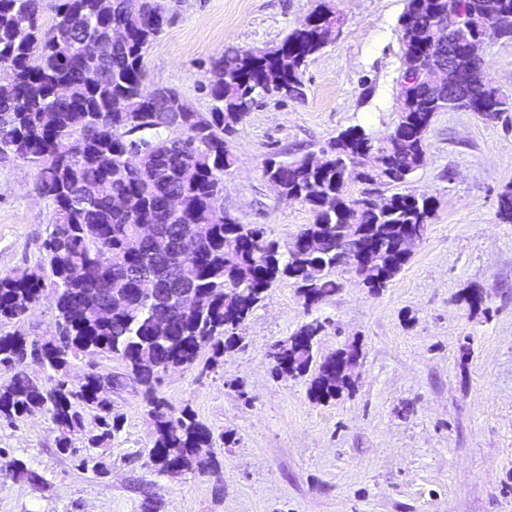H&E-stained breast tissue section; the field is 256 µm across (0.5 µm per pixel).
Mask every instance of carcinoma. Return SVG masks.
I'll use <instances>...</instances> for the list:
<instances>
[{"label":"carcinoma","instance_id":"obj_1","mask_svg":"<svg viewBox=\"0 0 512 512\" xmlns=\"http://www.w3.org/2000/svg\"><path fill=\"white\" fill-rule=\"evenodd\" d=\"M485 0H408L400 21L408 84L398 92L394 131L377 140L361 126L342 130L329 147L292 161H265L263 174L279 196L309 205L313 221L295 240L308 249L283 250L264 231L242 224L219 208L224 173L235 163L226 147L251 106L262 95H302L303 68L325 46V31L340 26V15L320 2L283 42L269 50L231 47L212 62L210 111L197 119L180 111L171 90L144 86V55L172 24L171 0H54L52 23L44 26V0H0V82L11 95L0 97V161H22L37 169V192L52 205V230L43 243L46 264L0 276V326L20 321L50 279L56 295L55 330L30 340L0 333V364L16 378L0 385V421L12 423L42 412L56 433L57 448L74 453L71 435L81 431L83 411H97V430L85 434L84 449L98 448L120 429L110 393L99 391L103 372L91 369L83 381L66 380L74 361L104 355L123 361L145 386L154 424L146 466L161 474L205 470L212 465L211 428L188 408L172 410L155 395L160 373L151 366L187 367L211 351L210 363L244 339L247 322L274 283L289 279L307 288L309 306L339 290L330 271L347 266L378 290L401 271L410 255L402 241L425 236L434 216V197L396 193L383 210L347 195L343 168L362 156L365 173L350 180L375 185L409 181L423 163L434 116L446 101L422 98L413 83L429 81L438 52L435 21L466 20L476 36L485 25ZM119 26L126 42L112 43ZM496 119L509 110L496 87L463 106ZM139 224H155L175 240L199 236L194 287L207 299L169 329L158 323L157 306L176 300L155 298L139 288L145 274L168 287L170 274L148 244L126 248ZM367 231L381 246L389 271L363 269L356 259ZM114 292L133 299L110 318H99L85 303L90 293ZM322 330L318 320L277 342L273 372L303 377L315 357L309 340ZM36 365L44 376L28 372ZM349 379H336L325 362L309 380L319 402L336 398Z\"/></svg>","mask_w":512,"mask_h":512}]
</instances>
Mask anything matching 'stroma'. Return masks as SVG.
<instances>
[{"label":"stroma","instance_id":"35a3bbf8","mask_svg":"<svg viewBox=\"0 0 512 512\" xmlns=\"http://www.w3.org/2000/svg\"><path fill=\"white\" fill-rule=\"evenodd\" d=\"M318 0H178L174 23L149 48L148 89L211 108L212 62L228 47L279 45ZM343 24L308 61L303 95L259 99L227 136L236 162L224 208L286 244L313 220L280 198L267 158L294 160L328 147L352 125L393 132L403 73L400 19L407 0H331ZM485 74L512 99V40L485 41ZM36 171L0 162V275L42 263L52 208ZM512 189V124L466 110L437 113L423 165L406 184L350 182V196L432 195L436 211L407 264L377 291L339 267L340 288L306 306L288 280L269 288L242 345L163 375L155 392L190 408L219 440L216 472L178 476L145 466L153 419L144 388L115 358L99 370L123 377L112 410L123 426L97 453L107 474L61 453L45 416L0 421V512H512V223L498 212ZM482 301L471 305L472 294ZM320 320L319 356L355 344L350 385L319 402L308 377H275L271 345ZM26 463L42 478H13Z\"/></svg>","mask_w":512,"mask_h":512}]
</instances>
